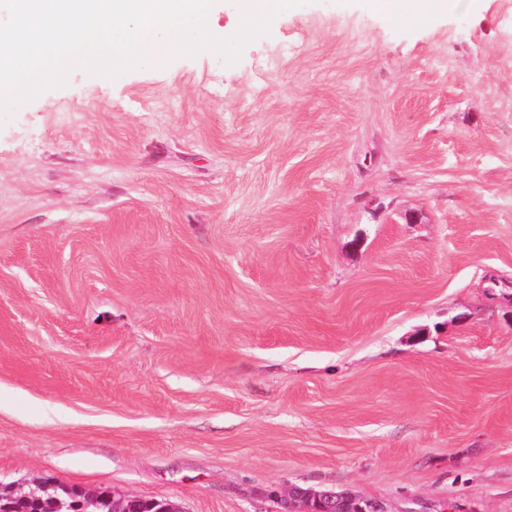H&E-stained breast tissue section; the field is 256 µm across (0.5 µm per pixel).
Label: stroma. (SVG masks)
<instances>
[{
	"instance_id": "obj_1",
	"label": "stroma",
	"mask_w": 512,
	"mask_h": 512,
	"mask_svg": "<svg viewBox=\"0 0 512 512\" xmlns=\"http://www.w3.org/2000/svg\"><path fill=\"white\" fill-rule=\"evenodd\" d=\"M512 0H306L235 64L0 125V479L512 512Z\"/></svg>"
}]
</instances>
